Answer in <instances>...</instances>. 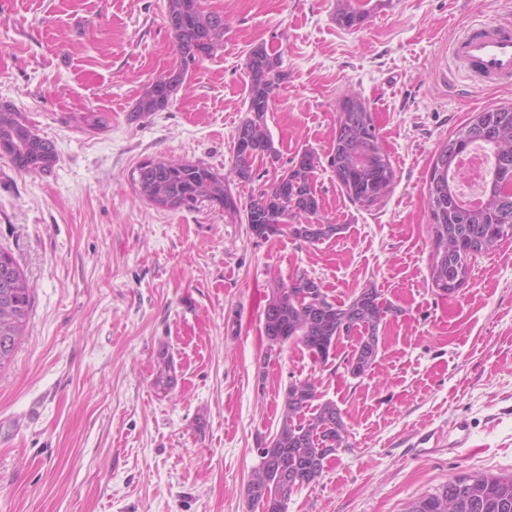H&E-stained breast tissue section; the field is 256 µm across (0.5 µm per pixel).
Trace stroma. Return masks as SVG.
<instances>
[{"instance_id":"stroma-1","label":"stroma","mask_w":512,"mask_h":512,"mask_svg":"<svg viewBox=\"0 0 512 512\" xmlns=\"http://www.w3.org/2000/svg\"><path fill=\"white\" fill-rule=\"evenodd\" d=\"M167 0H0V103L53 141L51 172L0 157V249L33 286L30 321L0 370V512H249L258 446L279 430L288 384L311 379L335 402L348 446L287 512H407L448 479L512 475V242L444 295L431 286L427 180L450 132L512 104V86H475L452 41L473 21L512 18V0H203L224 43L191 66L172 104L140 114L142 90L177 56ZM280 56L284 78L266 123L277 159L233 169L246 116L250 51ZM369 104L396 172L389 195L352 203L330 166L338 101ZM98 112V130L82 122ZM318 158L319 220L336 235L291 229L260 239L209 203L161 209L131 173L147 158L203 162L240 199L303 151ZM307 271L329 298L372 285L391 304L378 357L345 367L341 339L320 362L287 343L267 355L271 289ZM176 379L154 386L158 352ZM469 439L451 447L456 425ZM447 443L411 448L423 425Z\"/></svg>"}]
</instances>
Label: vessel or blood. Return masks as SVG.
Here are the masks:
<instances>
[{
    "mask_svg": "<svg viewBox=\"0 0 512 512\" xmlns=\"http://www.w3.org/2000/svg\"><path fill=\"white\" fill-rule=\"evenodd\" d=\"M452 53L477 85H511L512 21L470 26L455 39Z\"/></svg>",
    "mask_w": 512,
    "mask_h": 512,
    "instance_id": "1",
    "label": "vessel or blood"
}]
</instances>
